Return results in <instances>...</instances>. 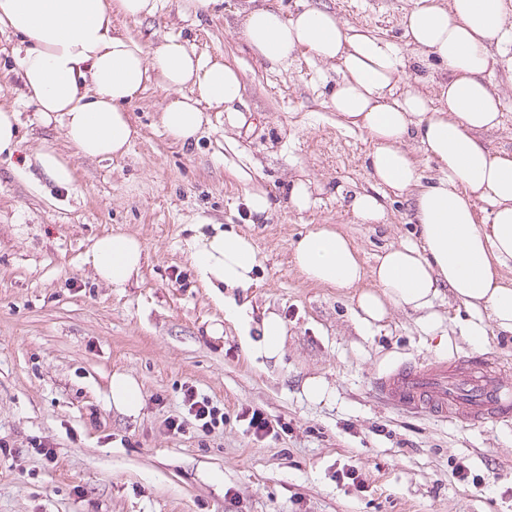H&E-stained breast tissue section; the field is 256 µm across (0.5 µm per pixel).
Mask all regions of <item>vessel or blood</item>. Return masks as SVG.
Wrapping results in <instances>:
<instances>
[{"mask_svg": "<svg viewBox=\"0 0 512 512\" xmlns=\"http://www.w3.org/2000/svg\"><path fill=\"white\" fill-rule=\"evenodd\" d=\"M376 393L396 409L482 426L512 417V381L490 356L452 355L389 363Z\"/></svg>", "mask_w": 512, "mask_h": 512, "instance_id": "1", "label": "vessel or blood"}]
</instances>
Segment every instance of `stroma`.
<instances>
[{"label": "stroma", "mask_w": 512, "mask_h": 512, "mask_svg": "<svg viewBox=\"0 0 512 512\" xmlns=\"http://www.w3.org/2000/svg\"><path fill=\"white\" fill-rule=\"evenodd\" d=\"M252 1L286 17L328 9L410 53L401 16L412 0L377 11L370 0H217L207 12L195 0H159L152 16L112 21L145 51L173 36L238 69L245 123L227 128L212 109L197 141L176 142L159 119L169 92L153 83L128 107L140 130L129 152L92 159L21 104L19 39L0 32V104L18 105L21 121L15 154L0 156V438L13 449L0 456V512H512V421L443 424L391 408L372 388L386 364L431 355L485 353L512 378V334L488 318L485 342L472 344L467 313L446 292L422 311L390 308L365 330L352 291L296 270L293 245L309 230L340 231L369 270L386 248L417 241L418 227L409 200L391 195L386 223H356L350 195L375 188L369 138L333 110L338 76L312 52L282 67L248 47L237 21ZM493 80L503 118L486 140L512 151V63ZM44 147L69 159L71 186L34 164ZM301 172L319 187L304 212L284 193ZM253 190L272 202L261 224L245 206ZM216 223L258 252L255 286L233 292L252 310L246 333L225 321L192 265V241ZM104 234L143 247L125 288L84 262ZM269 314L286 326L276 360L246 347ZM116 373L141 391L137 416L110 400ZM310 380L322 398L308 396ZM188 384L223 405V428L167 429ZM246 410L281 432L255 436ZM36 441L54 461L33 451Z\"/></svg>", "instance_id": "stroma-1"}]
</instances>
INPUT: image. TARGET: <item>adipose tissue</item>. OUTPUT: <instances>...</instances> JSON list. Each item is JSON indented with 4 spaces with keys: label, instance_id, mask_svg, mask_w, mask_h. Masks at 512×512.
Here are the masks:
<instances>
[{
    "label": "adipose tissue",
    "instance_id": "ef3b65f1",
    "mask_svg": "<svg viewBox=\"0 0 512 512\" xmlns=\"http://www.w3.org/2000/svg\"><path fill=\"white\" fill-rule=\"evenodd\" d=\"M158 0H0V30L20 39L15 49L22 98L43 124L56 123L88 158L125 153L138 136L127 110L148 84L173 90L161 124L187 144L209 118L224 111L240 127L243 84L237 70L170 37L145 53L112 24L113 15H154ZM411 48L404 59L392 42L357 32L327 9L308 7L286 18L257 7L241 14L250 48L273 66L288 65L305 49L336 69L331 105L371 142L376 184L409 196L419 228L415 243L392 246L365 272L356 249L337 230L321 227L294 247L298 270L310 281L356 289L362 326L382 320L388 306L430 307L448 289L471 318L464 332L482 344L484 315L512 333V152L487 146L485 132L502 124V95L491 76L512 52V0H414L402 17ZM445 68L435 99L413 87L410 64ZM436 161L439 177L421 183L414 150ZM484 202L486 213L476 204ZM191 258L205 287L250 288L259 265L247 237L215 229L192 245ZM97 278L122 288L143 262L139 241L107 234L84 255ZM372 277L374 289L363 288Z\"/></svg>",
    "mask_w": 512,
    "mask_h": 512
}]
</instances>
